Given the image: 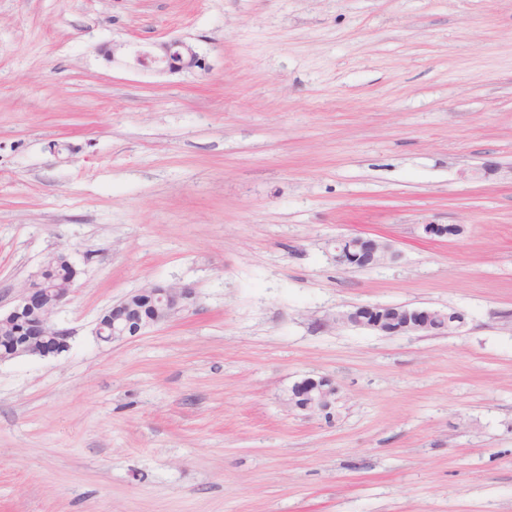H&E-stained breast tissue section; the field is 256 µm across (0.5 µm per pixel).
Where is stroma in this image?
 <instances>
[{"label": "stroma", "instance_id": "stroma-1", "mask_svg": "<svg viewBox=\"0 0 512 512\" xmlns=\"http://www.w3.org/2000/svg\"><path fill=\"white\" fill-rule=\"evenodd\" d=\"M170 37L201 67L105 56ZM354 234L393 258L338 264ZM59 249L66 351L0 360V512H512V0H0L1 312ZM152 284L190 310L100 342ZM363 304L464 324L332 323ZM448 321V313L423 307L365 305L339 311L332 318L336 324L371 329L390 335L431 336L451 331L464 322L463 316ZM322 379L324 378L308 377L297 382L292 388L294 393L291 398H287L289 406L300 411L322 414L325 417L329 415L330 417L336 388L331 397L332 394L327 390L319 388Z\"/></svg>", "mask_w": 512, "mask_h": 512}]
</instances>
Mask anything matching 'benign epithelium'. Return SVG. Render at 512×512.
Listing matches in <instances>:
<instances>
[{"mask_svg":"<svg viewBox=\"0 0 512 512\" xmlns=\"http://www.w3.org/2000/svg\"><path fill=\"white\" fill-rule=\"evenodd\" d=\"M129 65L158 73H176L197 68L201 59L195 48L179 37H171L150 47L129 54ZM423 232L430 238H447L460 234V229L447 224H425ZM335 259L344 263L345 254L355 252L364 267L376 266L388 257L389 246L371 238L347 236L335 240ZM77 273L64 285H56L38 273L23 286L16 305L0 314V325L19 323L28 315L25 334L36 340L37 348L22 343L15 346L10 357L23 355L48 356L68 347L69 333L52 320L57 308L68 298ZM194 292L188 286L152 285L128 294L99 318L95 334L103 342L139 335L146 328L166 323L185 312L192 304ZM337 324L371 329L390 335L431 336L451 331L464 322L461 314L448 321V313L423 307L365 305L339 311L332 318ZM320 380L308 377L293 386L288 404L294 409L324 416L331 412L333 397L319 388Z\"/></svg>","mask_w":512,"mask_h":512,"instance_id":"obj_1","label":"benign epithelium"}]
</instances>
